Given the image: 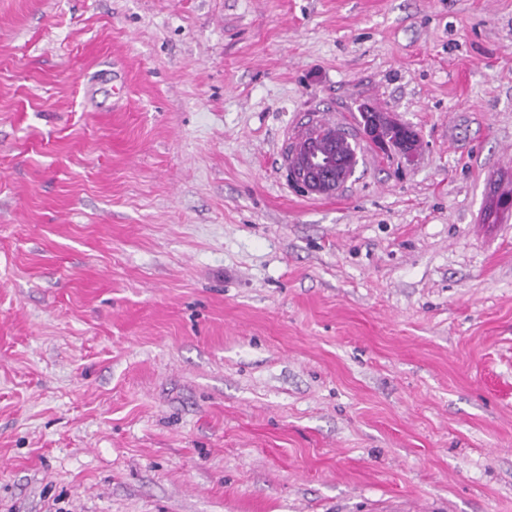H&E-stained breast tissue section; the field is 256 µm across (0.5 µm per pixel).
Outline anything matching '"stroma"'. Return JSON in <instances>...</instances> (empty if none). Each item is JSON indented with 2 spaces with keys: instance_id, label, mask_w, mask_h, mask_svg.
Returning <instances> with one entry per match:
<instances>
[{
  "instance_id": "obj_1",
  "label": "stroma",
  "mask_w": 512,
  "mask_h": 512,
  "mask_svg": "<svg viewBox=\"0 0 512 512\" xmlns=\"http://www.w3.org/2000/svg\"><path fill=\"white\" fill-rule=\"evenodd\" d=\"M505 195L512 0H0V512H512ZM361 117L363 121V130L367 131L369 125L373 126V129L377 131L376 137L380 141H386L388 144L398 145L401 141V127L387 120V117L383 115L381 112H361ZM412 131L408 130L405 134V137L402 141V144L398 145V151L405 155L406 157H411L412 151L407 149V145L409 144V140L413 138ZM319 134V124L310 129L307 137L291 144L286 155L291 167V181L302 191L311 194L335 192L347 181L353 161L339 160L333 152L330 138Z\"/></svg>"
}]
</instances>
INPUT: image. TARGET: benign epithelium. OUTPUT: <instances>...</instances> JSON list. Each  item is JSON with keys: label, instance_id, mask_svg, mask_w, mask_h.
I'll use <instances>...</instances> for the list:
<instances>
[{"label": "benign epithelium", "instance_id": "7a95c632", "mask_svg": "<svg viewBox=\"0 0 512 512\" xmlns=\"http://www.w3.org/2000/svg\"><path fill=\"white\" fill-rule=\"evenodd\" d=\"M291 181L311 194L335 192L347 181L353 162L340 160L333 152L330 138L319 136V126L307 137L291 144L286 155Z\"/></svg>", "mask_w": 512, "mask_h": 512}]
</instances>
